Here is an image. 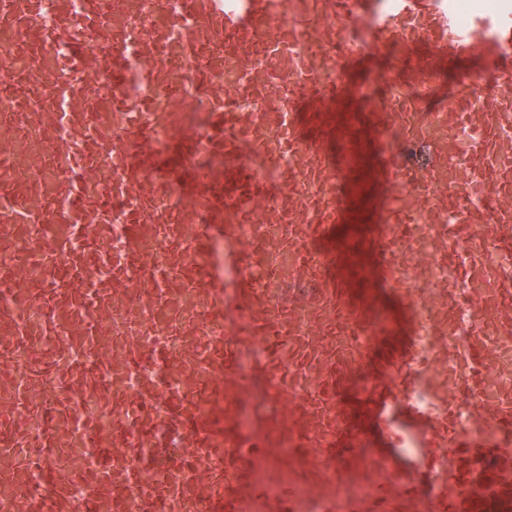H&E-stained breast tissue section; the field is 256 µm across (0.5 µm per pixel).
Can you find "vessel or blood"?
Segmentation results:
<instances>
[{
    "label": "vessel or blood",
    "mask_w": 512,
    "mask_h": 512,
    "mask_svg": "<svg viewBox=\"0 0 512 512\" xmlns=\"http://www.w3.org/2000/svg\"><path fill=\"white\" fill-rule=\"evenodd\" d=\"M459 2L0 0V512H512V0Z\"/></svg>",
    "instance_id": "1"
}]
</instances>
